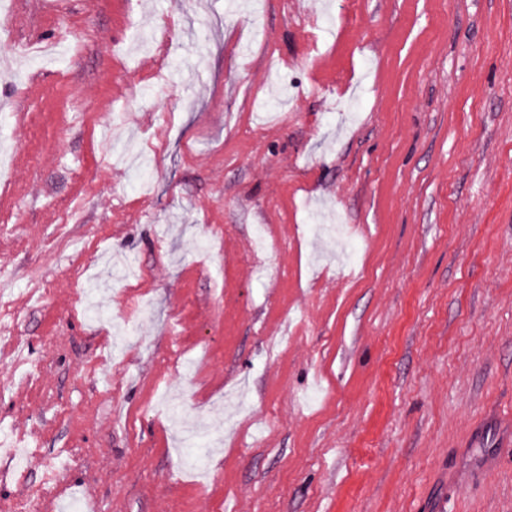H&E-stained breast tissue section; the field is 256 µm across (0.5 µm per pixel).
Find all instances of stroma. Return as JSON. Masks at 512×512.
Segmentation results:
<instances>
[{"label": "stroma", "mask_w": 512, "mask_h": 512, "mask_svg": "<svg viewBox=\"0 0 512 512\" xmlns=\"http://www.w3.org/2000/svg\"><path fill=\"white\" fill-rule=\"evenodd\" d=\"M41 43L0 68V507L512 512V0H0Z\"/></svg>", "instance_id": "35a3bbf8"}]
</instances>
